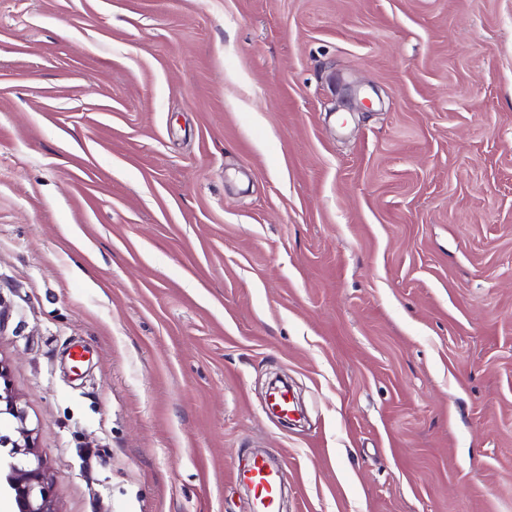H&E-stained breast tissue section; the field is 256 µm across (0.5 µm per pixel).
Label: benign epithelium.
Segmentation results:
<instances>
[{
    "mask_svg": "<svg viewBox=\"0 0 512 512\" xmlns=\"http://www.w3.org/2000/svg\"><path fill=\"white\" fill-rule=\"evenodd\" d=\"M1 414H8L17 421L15 436L0 433V448L7 449L6 457L0 458V498L13 501L14 512H56L52 493L53 481L33 441L24 410L18 407L17 397L7 380V369L0 363Z\"/></svg>",
    "mask_w": 512,
    "mask_h": 512,
    "instance_id": "1",
    "label": "benign epithelium"
}]
</instances>
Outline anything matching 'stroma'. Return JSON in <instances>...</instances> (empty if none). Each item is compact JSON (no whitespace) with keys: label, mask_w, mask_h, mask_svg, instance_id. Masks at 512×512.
<instances>
[{"label":"stroma","mask_w":512,"mask_h":512,"mask_svg":"<svg viewBox=\"0 0 512 512\" xmlns=\"http://www.w3.org/2000/svg\"><path fill=\"white\" fill-rule=\"evenodd\" d=\"M0 362L56 512H512V0H0ZM237 479L250 491L253 512H280L281 487L284 473L271 466L264 458L256 457Z\"/></svg>","instance_id":"35a3bbf8"}]
</instances>
